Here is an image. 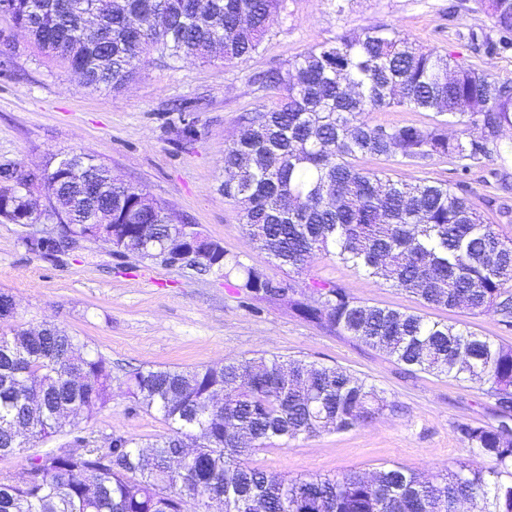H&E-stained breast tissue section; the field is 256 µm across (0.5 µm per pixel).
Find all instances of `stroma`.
Wrapping results in <instances>:
<instances>
[{
    "instance_id": "stroma-1",
    "label": "stroma",
    "mask_w": 512,
    "mask_h": 512,
    "mask_svg": "<svg viewBox=\"0 0 512 512\" xmlns=\"http://www.w3.org/2000/svg\"><path fill=\"white\" fill-rule=\"evenodd\" d=\"M456 3L349 0L340 14L336 0H287V14L275 18L245 60L191 58L166 65L152 58L119 91L80 86L65 61L45 53L0 13V166L40 175L66 155L89 154L226 251L263 267L272 279H285L287 269L255 248L238 204L221 189L224 149L239 130L238 116L274 100L273 91L257 88L253 77L284 67L342 29L385 26L409 35L422 49L488 67L495 79L512 83V53L489 57L479 49L491 27L488 17L456 11ZM357 165L406 180L466 181L468 198L486 221L512 233V223L500 216L512 208V159L499 177L494 163L464 173L446 158L423 169L383 156L359 158ZM24 234L18 225L0 223V292L16 303L14 316L0 322V329L58 324L111 359L116 383L106 408L79 415L76 429L36 443V453L72 447L78 434L101 442L119 433L142 443L166 434L160 416L135 407L122 389L125 368H201L261 354L341 366L383 390L397 410L346 431L274 441L248 456L252 467L291 478L350 469L369 474L392 465L428 475L468 462L456 423L496 421L480 384L408 372L356 340L302 321L284 304L248 300L233 281L121 254L97 240L80 239L64 254L43 256L26 249ZM303 277L336 281L370 305L463 322L512 345V331H504L495 314L423 308L415 295L334 259H315Z\"/></svg>"
}]
</instances>
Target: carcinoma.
<instances>
[{"label":"carcinoma","mask_w":512,"mask_h":512,"mask_svg":"<svg viewBox=\"0 0 512 512\" xmlns=\"http://www.w3.org/2000/svg\"><path fill=\"white\" fill-rule=\"evenodd\" d=\"M286 0H0L45 52L65 60L86 87L120 90L147 56L232 63L255 52ZM495 35L485 55L512 51V0H475ZM277 92L269 107L244 112L239 137L224 149V196L238 202L257 249L303 274L320 255L356 273L415 294L428 307L490 312L512 329V236L469 204L464 185L394 180L356 165L361 156L399 157L425 166L448 158L467 171L503 159L512 128V85L484 68L375 26L345 30L253 79ZM392 107L430 112L425 124H372L366 115ZM463 130L448 135V126ZM48 198L72 221L107 222L138 256L151 225L152 245L170 238L167 209L144 189L117 179L102 189V166L86 153L43 175ZM37 201L0 185V214L13 220ZM201 272L235 276L248 297L276 302L295 292L224 250ZM308 298L287 305L306 321L384 353L409 370L485 385L500 416L512 418V346L464 323L356 300L333 281L304 283ZM77 337L56 324L34 334L0 332V456L21 455L16 435L34 444L59 432L61 416L112 401V361L99 352L71 357ZM135 406L159 414L169 432L144 447L112 434L107 446L76 437L78 457L55 451L27 458L26 476L0 480V512H199L222 494L219 512H458L467 499L481 512H512V432L462 422L459 442L477 460L423 479L403 467L367 476L287 478L244 458L274 441L289 442L362 425L393 409L384 392L338 366L276 356L231 360L201 369L148 366L125 372ZM199 455L189 467L167 463L188 440Z\"/></svg>","instance_id":"carcinoma-1"}]
</instances>
